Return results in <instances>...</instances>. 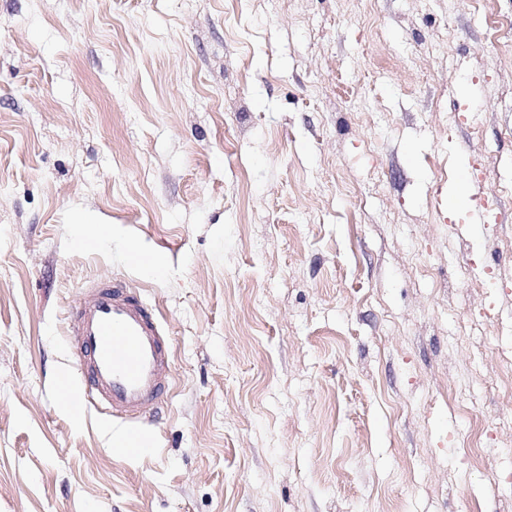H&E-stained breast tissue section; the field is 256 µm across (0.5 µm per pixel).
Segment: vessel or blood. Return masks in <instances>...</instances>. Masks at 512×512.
<instances>
[{
	"mask_svg": "<svg viewBox=\"0 0 512 512\" xmlns=\"http://www.w3.org/2000/svg\"><path fill=\"white\" fill-rule=\"evenodd\" d=\"M495 206L485 182L470 181V223L491 224ZM67 336L77 374L89 388L86 396H74V412L101 405L130 422L131 436L148 439L174 378L173 346L156 311L125 281L91 283L69 310Z\"/></svg>",
	"mask_w": 512,
	"mask_h": 512,
	"instance_id": "vessel-or-blood-1",
	"label": "vessel or blood"
}]
</instances>
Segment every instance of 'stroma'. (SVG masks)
<instances>
[{
  "instance_id": "stroma-1",
  "label": "stroma",
  "mask_w": 512,
  "mask_h": 512,
  "mask_svg": "<svg viewBox=\"0 0 512 512\" xmlns=\"http://www.w3.org/2000/svg\"><path fill=\"white\" fill-rule=\"evenodd\" d=\"M510 20L0 0V512H512ZM471 177L481 229L448 201ZM101 278L173 343L145 453L57 387ZM468 191L467 216L469 224L474 226H486L493 222L495 206L498 200L490 194L483 180H470Z\"/></svg>"
}]
</instances>
